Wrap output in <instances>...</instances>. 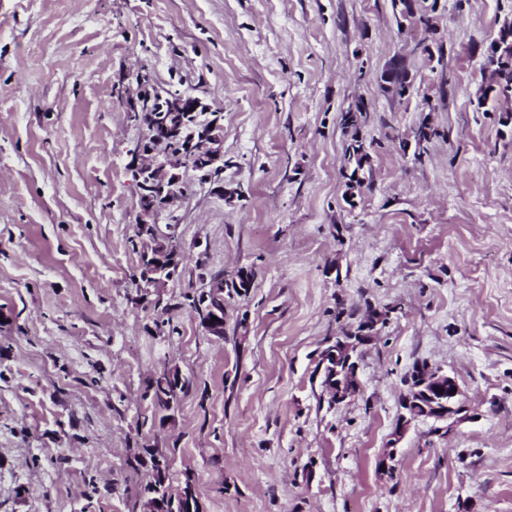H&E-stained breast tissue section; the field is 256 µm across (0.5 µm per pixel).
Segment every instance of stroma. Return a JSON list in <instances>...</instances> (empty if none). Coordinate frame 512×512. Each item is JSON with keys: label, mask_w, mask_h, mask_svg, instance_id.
<instances>
[{"label": "stroma", "mask_w": 512, "mask_h": 512, "mask_svg": "<svg viewBox=\"0 0 512 512\" xmlns=\"http://www.w3.org/2000/svg\"><path fill=\"white\" fill-rule=\"evenodd\" d=\"M392 3L0 0V512H142L153 452L201 512H512V119L477 105L512 0H436L428 29ZM140 71L224 129L223 170L183 168L159 217L183 261L157 291L135 284ZM359 105L380 146L351 190L339 116ZM241 269L207 335L190 297ZM340 305L387 318L331 407ZM416 363L464 410L394 445ZM167 366L172 411L150 389Z\"/></svg>", "instance_id": "35a3bbf8"}]
</instances>
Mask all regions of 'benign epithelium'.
<instances>
[{
  "label": "benign epithelium",
  "instance_id": "benign-epithelium-1",
  "mask_svg": "<svg viewBox=\"0 0 512 512\" xmlns=\"http://www.w3.org/2000/svg\"><path fill=\"white\" fill-rule=\"evenodd\" d=\"M202 110H206V106L199 98L179 94L168 97L162 114L147 108L136 113L146 134L137 147L138 158L132 166L140 199L135 223L142 229L141 252L157 266L155 271L137 278L141 288H161L170 279L164 262L171 244L159 238L155 227L160 214L179 201L185 192L180 169L187 165L203 171H219L224 168V130L216 122L190 138L186 153H171L169 144L182 137L188 113ZM201 324L210 335L223 337L224 306L209 308ZM358 346L359 343L353 339L338 336L327 341L326 347L320 352V369L332 373L334 378L342 374L346 377V380L329 388V397L335 405L343 403L361 390L354 361ZM180 387L178 373L168 369L161 373L162 400H168ZM435 393L448 399L443 408L436 409L440 418L448 419L462 410V390L454 377L427 365L411 371L401 400L403 412L391 433L390 446H395L404 437L412 421L429 414L421 398Z\"/></svg>",
  "mask_w": 512,
  "mask_h": 512
}]
</instances>
